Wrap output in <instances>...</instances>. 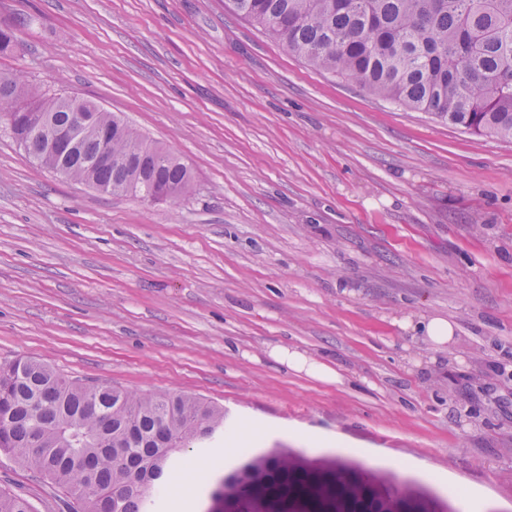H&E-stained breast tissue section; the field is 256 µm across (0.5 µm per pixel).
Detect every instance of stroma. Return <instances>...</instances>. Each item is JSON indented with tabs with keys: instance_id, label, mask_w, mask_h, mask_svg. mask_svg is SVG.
<instances>
[{
	"instance_id": "35a3bbf8",
	"label": "stroma",
	"mask_w": 512,
	"mask_h": 512,
	"mask_svg": "<svg viewBox=\"0 0 512 512\" xmlns=\"http://www.w3.org/2000/svg\"><path fill=\"white\" fill-rule=\"evenodd\" d=\"M18 15L0 72L98 103L193 183L113 196L0 130V363L223 406L227 440L178 454L161 512H207L239 432L512 512V140L315 70L226 0H0V28ZM435 316L444 350L398 325ZM0 489L68 512L3 452ZM192 181L193 175L190 169L176 158L174 163L164 165L157 171L151 186L141 188L138 192L146 193L143 200L148 202H155L162 198V195L153 193L164 192V196L167 197L164 200L175 203L189 191ZM271 356L289 369L304 372L307 376L327 383H339L340 375L325 362L312 360L299 351L274 350Z\"/></svg>"
}]
</instances>
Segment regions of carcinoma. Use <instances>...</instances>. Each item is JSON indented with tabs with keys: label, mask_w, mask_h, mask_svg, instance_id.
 <instances>
[{
	"label": "carcinoma",
	"mask_w": 512,
	"mask_h": 512,
	"mask_svg": "<svg viewBox=\"0 0 512 512\" xmlns=\"http://www.w3.org/2000/svg\"><path fill=\"white\" fill-rule=\"evenodd\" d=\"M290 53L317 70L354 81L399 106L484 136L512 140V0H229ZM21 16L0 28V53L16 47ZM0 114L29 110L63 115L20 72H0ZM144 137L126 123L106 145L123 155ZM100 148L91 134L76 155ZM71 178L129 195L104 169L76 168ZM193 175L177 160L154 183L177 202ZM224 408L171 392L134 393L87 386L48 365L0 364V451L52 481L74 499L72 512H151L163 499L166 468L188 448H209L224 435ZM224 476L222 512H430L426 492H398L359 465L311 460L288 448L243 450ZM0 512H35L0 491Z\"/></svg>",
	"instance_id": "cac0c4a2"
}]
</instances>
